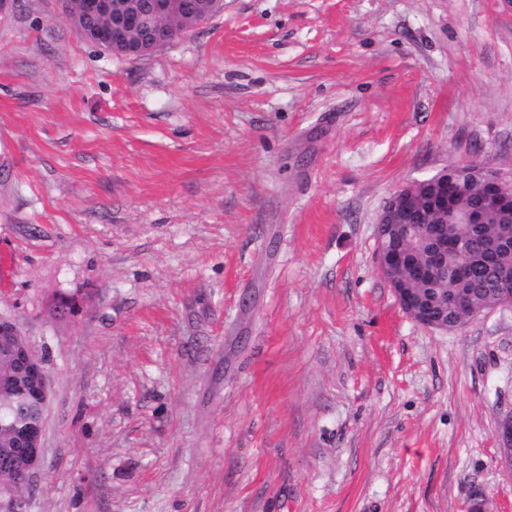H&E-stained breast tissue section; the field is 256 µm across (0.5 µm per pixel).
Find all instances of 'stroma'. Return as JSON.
I'll return each instance as SVG.
<instances>
[{
	"instance_id": "1",
	"label": "stroma",
	"mask_w": 512,
	"mask_h": 512,
	"mask_svg": "<svg viewBox=\"0 0 512 512\" xmlns=\"http://www.w3.org/2000/svg\"><path fill=\"white\" fill-rule=\"evenodd\" d=\"M471 160L512 171V0H224L143 59L8 0L0 318L51 388L27 512H512V311L429 329L377 270L386 199ZM495 437L501 462L512 469V411L499 418Z\"/></svg>"
}]
</instances>
